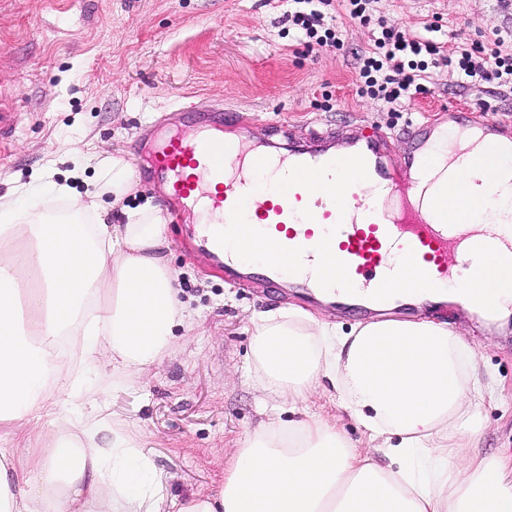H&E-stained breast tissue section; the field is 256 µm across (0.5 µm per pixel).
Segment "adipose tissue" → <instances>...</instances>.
Here are the masks:
<instances>
[{
  "label": "adipose tissue",
  "mask_w": 512,
  "mask_h": 512,
  "mask_svg": "<svg viewBox=\"0 0 512 512\" xmlns=\"http://www.w3.org/2000/svg\"><path fill=\"white\" fill-rule=\"evenodd\" d=\"M419 172L454 223L512 233V154L477 137L440 138ZM98 176L83 191L46 181L0 196V512H162L160 476L79 380L153 363L186 323L161 254L158 207L125 208L139 182L119 153L68 150ZM496 174L493 195L454 211L448 184ZM126 223L109 224L110 207ZM254 378L296 410L319 388L350 411L390 462L380 466L317 414L248 433L218 492L179 512H512V455L475 449L474 356L447 324L383 318L338 333L301 308L254 322Z\"/></svg>",
  "instance_id": "obj_1"
}]
</instances>
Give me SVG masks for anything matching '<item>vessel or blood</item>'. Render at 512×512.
Instances as JSON below:
<instances>
[{"label":"vessel or blood","mask_w":512,"mask_h":512,"mask_svg":"<svg viewBox=\"0 0 512 512\" xmlns=\"http://www.w3.org/2000/svg\"><path fill=\"white\" fill-rule=\"evenodd\" d=\"M359 152L377 191L367 200L349 189L342 211L325 193L312 194L300 186L284 195L275 191L252 195L248 173L261 150L213 134L190 138L169 134L154 151L147 176L164 181L168 197L181 213L203 203L226 217L238 199H245V215L253 227L283 246L303 248L308 258L325 231L333 230L331 250L347 264L354 285L370 287L379 273L393 271L397 258L409 250L433 282L458 281L472 261L470 250L477 241L453 227L440 232V212L433 207L391 213L394 171L386 159L385 137L368 136Z\"/></svg>","instance_id":"b4317fda"}]
</instances>
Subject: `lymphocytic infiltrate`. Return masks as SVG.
I'll list each match as a JSON object with an SVG mask.
<instances>
[{
  "label": "lymphocytic infiltrate",
  "instance_id": "f902f5d3",
  "mask_svg": "<svg viewBox=\"0 0 512 512\" xmlns=\"http://www.w3.org/2000/svg\"><path fill=\"white\" fill-rule=\"evenodd\" d=\"M289 12L288 20L307 39L309 45L336 47L340 44L338 24L315 7L313 0ZM380 35L361 58L360 76L363 93L386 103H396L410 92H423L428 68H456L468 79L508 82L512 79V45L503 37H495L483 46L446 43L418 37L377 21Z\"/></svg>",
  "mask_w": 512,
  "mask_h": 512
}]
</instances>
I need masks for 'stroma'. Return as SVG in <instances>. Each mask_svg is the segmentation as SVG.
Here are the masks:
<instances>
[{
    "label": "stroma",
    "mask_w": 512,
    "mask_h": 512,
    "mask_svg": "<svg viewBox=\"0 0 512 512\" xmlns=\"http://www.w3.org/2000/svg\"><path fill=\"white\" fill-rule=\"evenodd\" d=\"M374 14L420 35L435 25V39L451 45L512 33V0H376ZM378 34L377 24L348 20L339 48L309 47L286 0H0V114L14 125L0 142V195L37 190L52 159L55 180L82 189L93 169L58 162L62 150L82 140L106 153L146 152L143 127L180 105L253 146L282 124L291 141L330 132L338 148L379 131L402 186L413 179L402 161L422 146L414 127L490 126L512 138L510 84H465L437 68L426 92L396 108L362 93L360 57ZM231 109L241 121L223 123ZM147 203L167 216L163 255L190 322L150 367L98 397L137 437L140 458L164 471L170 505L217 491L245 435L278 416L252 374L258 315L299 307L342 332L368 316L306 298L285 276L273 284L226 277L195 215H176L163 183L141 181L126 201ZM391 315L449 323L472 349L484 388L474 409L479 447L511 455L512 315L487 320L430 301Z\"/></svg>",
    "instance_id": "35a3bbf8"
}]
</instances>
